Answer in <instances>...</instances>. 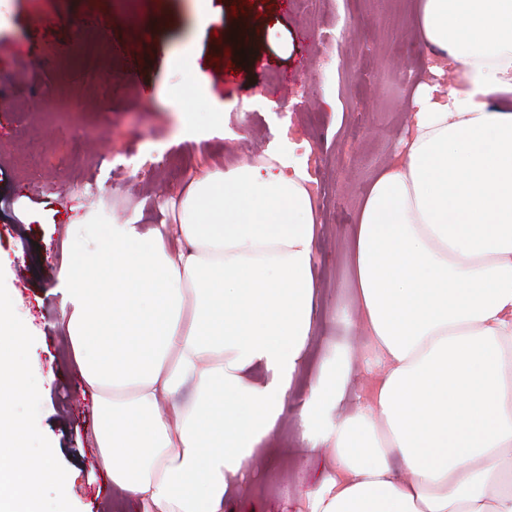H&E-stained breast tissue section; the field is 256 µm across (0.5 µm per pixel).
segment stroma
<instances>
[{
    "label": "stroma",
    "mask_w": 512,
    "mask_h": 512,
    "mask_svg": "<svg viewBox=\"0 0 512 512\" xmlns=\"http://www.w3.org/2000/svg\"><path fill=\"white\" fill-rule=\"evenodd\" d=\"M415 9L416 0H207L200 12L195 0H159L150 15L129 0H0V275L36 329L31 350L54 373L24 413L39 444L54 447L53 465L76 470L77 512H120L121 502L99 468L93 395L71 375L51 293L62 241L78 224L171 223L158 197L181 198L195 174L255 160L287 124L309 142L320 184L318 328L278 429L287 456L235 479L224 512L247 502L282 512L317 485L322 457L302 443L298 415L325 369L346 373L340 417L371 375L349 317L348 236L406 134L428 59ZM243 15L256 29L252 60L231 73L219 32ZM272 29L290 50L270 42ZM197 67L208 84L193 85ZM199 122L218 135L187 137Z\"/></svg>",
    "instance_id": "35a3bbf8"
}]
</instances>
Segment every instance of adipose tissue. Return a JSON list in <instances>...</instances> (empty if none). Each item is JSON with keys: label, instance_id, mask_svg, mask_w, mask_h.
I'll list each match as a JSON object with an SVG mask.
<instances>
[{"label": "adipose tissue", "instance_id": "adipose-tissue-1", "mask_svg": "<svg viewBox=\"0 0 512 512\" xmlns=\"http://www.w3.org/2000/svg\"><path fill=\"white\" fill-rule=\"evenodd\" d=\"M416 28L430 58L410 131L350 240L374 375L340 419L344 371L312 385L302 435L331 455L303 512H512V0H419ZM300 147L282 134L206 170L174 223L103 225L81 256L63 243L76 376L133 512H224L270 448L316 327L322 223ZM31 334L0 299V512H46V485L71 483L24 444L20 409L53 378L26 357Z\"/></svg>", "mask_w": 512, "mask_h": 512}]
</instances>
